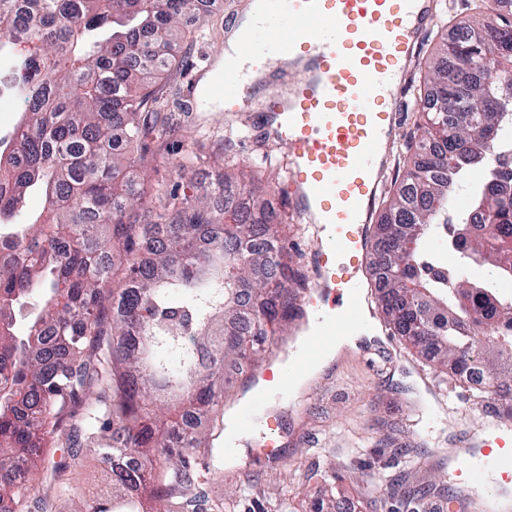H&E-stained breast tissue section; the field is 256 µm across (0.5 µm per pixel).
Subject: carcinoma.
<instances>
[{"instance_id":"obj_1","label":"carcinoma","mask_w":512,"mask_h":512,"mask_svg":"<svg viewBox=\"0 0 512 512\" xmlns=\"http://www.w3.org/2000/svg\"><path fill=\"white\" fill-rule=\"evenodd\" d=\"M191 0H0V24L34 45L13 78L24 106L0 172V512H52L37 474L66 471L88 451L109 466L112 490L78 512H139L132 486L155 512L207 481L190 450L210 447L186 419L215 414L224 368L256 362L269 326L294 319L289 253L269 191L229 171L141 224L149 137L167 148L168 122L151 88ZM512 20H474L438 46L421 153L385 208L376 247L378 304L407 346L464 378L478 370L512 383ZM173 166L194 167L186 150ZM466 192L480 226L452 207ZM44 207L23 212L28 193ZM435 239L448 265L425 251ZM37 301L23 336L16 305ZM175 401L156 421L149 397ZM67 459L52 461L59 439ZM128 454L138 465L114 467Z\"/></svg>"}]
</instances>
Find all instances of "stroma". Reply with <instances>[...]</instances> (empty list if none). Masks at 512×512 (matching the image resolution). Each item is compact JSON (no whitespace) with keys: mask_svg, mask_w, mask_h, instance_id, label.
<instances>
[{"mask_svg":"<svg viewBox=\"0 0 512 512\" xmlns=\"http://www.w3.org/2000/svg\"><path fill=\"white\" fill-rule=\"evenodd\" d=\"M248 0H200L189 33L170 49L173 68L156 80L162 89L178 83L186 109L177 113L175 151L198 156L195 180L214 181L223 168L247 167L276 194L285 222V243L299 272L307 270L311 236L292 211L285 191L286 148L251 136V112L225 119L223 112L196 106L189 76L203 78L224 51L227 34ZM421 67L412 65L403 91L405 107L397 142L383 175L382 197L409 160V144L420 131ZM500 390L478 395L451 371L435 368L409 350L388 363L367 362L358 353L323 367L310 390H298L273 412L278 423L275 456L263 454L265 420L241 454L221 459L223 480L194 490L197 512H376L388 489L427 492L425 512H448V491L440 475L455 473L450 442L493 426L484 410ZM414 449L418 463L407 466L398 451ZM68 486L40 480L38 488L57 512H76L91 489L105 480L96 453H87L67 473Z\"/></svg>","mask_w":512,"mask_h":512,"instance_id":"obj_1","label":"stroma"}]
</instances>
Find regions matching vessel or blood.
I'll return each mask as SVG.
<instances>
[{"instance_id":"1","label":"vessel or blood","mask_w":512,"mask_h":512,"mask_svg":"<svg viewBox=\"0 0 512 512\" xmlns=\"http://www.w3.org/2000/svg\"><path fill=\"white\" fill-rule=\"evenodd\" d=\"M263 21L238 30V42L263 78H276V101L253 127L288 150L286 188L314 229L312 286L294 320L296 335L283 365L248 371L250 387L236 409L241 439L257 415L269 414L294 389L297 374L336 337L364 327L373 300L375 204L396 136L405 86L418 43L431 27L434 0H262ZM226 115L246 111L251 88L235 64L207 86ZM490 412L501 442L512 439V403ZM462 470L473 462L512 481V453L459 441Z\"/></svg>"}]
</instances>
